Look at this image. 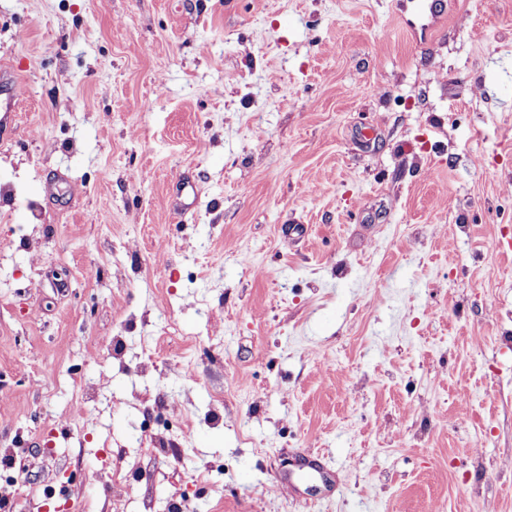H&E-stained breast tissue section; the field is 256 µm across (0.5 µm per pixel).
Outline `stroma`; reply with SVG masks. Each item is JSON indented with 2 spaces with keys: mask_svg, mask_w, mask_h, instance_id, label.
<instances>
[{
  "mask_svg": "<svg viewBox=\"0 0 512 512\" xmlns=\"http://www.w3.org/2000/svg\"><path fill=\"white\" fill-rule=\"evenodd\" d=\"M422 4L0 0L9 512H512V0Z\"/></svg>",
  "mask_w": 512,
  "mask_h": 512,
  "instance_id": "stroma-1",
  "label": "stroma"
}]
</instances>
